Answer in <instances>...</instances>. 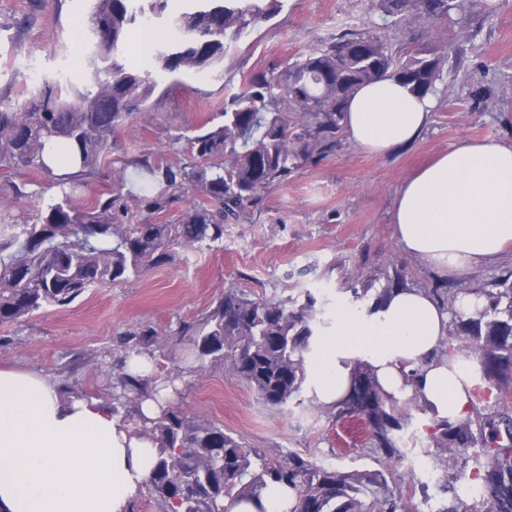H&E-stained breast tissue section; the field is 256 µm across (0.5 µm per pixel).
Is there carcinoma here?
Wrapping results in <instances>:
<instances>
[{
    "label": "carcinoma",
    "mask_w": 512,
    "mask_h": 512,
    "mask_svg": "<svg viewBox=\"0 0 512 512\" xmlns=\"http://www.w3.org/2000/svg\"><path fill=\"white\" fill-rule=\"evenodd\" d=\"M91 2L90 84L70 95L67 81L57 75L22 101L0 99V167L36 172L60 188L30 222L0 214V324L67 307L97 284L163 266L173 260L176 246L202 249L223 242L225 225L257 205L271 185L288 182L300 167L336 151L346 104L358 88L389 76L415 94H428L440 78L448 45L441 35L397 48L370 27L350 26L281 71L250 75L224 101L220 121L191 136H175L186 139L189 162L142 164L159 185L144 199L150 213L162 214L187 188L199 201L176 224L126 225L119 223L126 211L125 168L113 172L111 193L89 202H75L73 188L98 173L112 133L135 117L151 119L157 75L224 66L232 45L277 10L280 0H188L177 12L171 0ZM382 8L393 24L446 19L464 33L474 19L472 0H383ZM146 19L154 25L163 21L174 37L155 43L144 64L134 66L125 45ZM53 140L70 148L64 158L78 171H52L45 147ZM489 298L474 313L457 314L456 330L446 341V356L457 359L465 352L477 362L480 381L470 389L466 417L436 423V458L447 481L438 512H512V415L501 411L503 396L512 392V288ZM327 325L310 294L289 306L230 289L189 340L197 359L227 368L266 404L282 406L305 383V354ZM158 340L151 327L125 339L110 405L135 434L156 446L145 488L160 512H226L224 501L255 496L272 483L294 491L293 512H409L394 467L404 456L395 432L407 425L410 413L384 397L365 365H354L350 394L337 415L350 414L356 400L365 405L371 451L381 468L341 470L297 452L247 448L223 427L174 403L154 418L143 415L140 405L152 378L129 374L126 359ZM490 402L495 410L482 413L478 405ZM472 456L470 480L479 496L468 502L455 483Z\"/></svg>",
    "instance_id": "cac0c4a2"
}]
</instances>
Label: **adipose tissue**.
Here are the masks:
<instances>
[{"label":"adipose tissue","instance_id":"adipose-tissue-1","mask_svg":"<svg viewBox=\"0 0 512 512\" xmlns=\"http://www.w3.org/2000/svg\"><path fill=\"white\" fill-rule=\"evenodd\" d=\"M434 105L433 95H414L385 77L353 94L345 131L363 150L388 155L421 136ZM393 222L404 252L444 273L496 261L512 246V145L487 138L449 148L401 185ZM447 335L448 313L428 292L394 289L371 314L340 313L335 332L315 337L310 390L322 405L343 401L360 361L383 394L398 401L418 396L433 419L464 417L469 376L462 360L441 356ZM156 454L110 404H65L42 375L0 369V512H129ZM295 504L288 487L272 484L226 508L291 512Z\"/></svg>","mask_w":512,"mask_h":512}]
</instances>
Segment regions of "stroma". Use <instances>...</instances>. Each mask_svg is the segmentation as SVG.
I'll use <instances>...</instances> for the list:
<instances>
[{
	"instance_id": "1",
	"label": "stroma",
	"mask_w": 512,
	"mask_h": 512,
	"mask_svg": "<svg viewBox=\"0 0 512 512\" xmlns=\"http://www.w3.org/2000/svg\"><path fill=\"white\" fill-rule=\"evenodd\" d=\"M279 12L257 25L224 59L222 71L187 72L162 79L150 101L151 123H133L115 134L106 163L78 200L112 190V171L126 169L125 224L148 215L144 196L153 194L135 159L183 164L189 159L178 133L197 130L222 111L224 101L257 71L296 59L357 23L377 27L398 46L433 40L436 21L386 23L380 0H281ZM480 15L467 37L456 40L460 58L446 61L436 83L438 103L430 126L410 148L373 156L342 140L336 152L295 171L287 183L269 188L244 219L227 225L224 241L188 253L125 282L96 285L64 308H50L26 321L0 324V367L36 372L55 384H77L89 397L109 399L107 359L119 353L125 335L150 326L158 374L173 366L185 372L176 402L223 425L249 448L306 454L321 466L377 468L366 454L370 436L356 417L337 416L300 390L288 404L264 403L244 381L222 368L197 361L183 328L201 330L224 291L278 303L313 294L323 318L343 311L366 312L384 288H421L443 308L459 292L502 289L512 275V247L496 262L462 277L441 273L407 255L392 224L395 196L403 182L448 148L494 138L512 144V0H474ZM88 0H0V96L29 97L27 71L39 77L66 70L73 89L89 76L82 38ZM27 183L11 214L34 216L55 194L40 175L0 168V189ZM429 418L414 412L398 434L404 458L397 466L401 486L425 482L428 496H416L412 512H436L443 472L436 464Z\"/></svg>"
}]
</instances>
